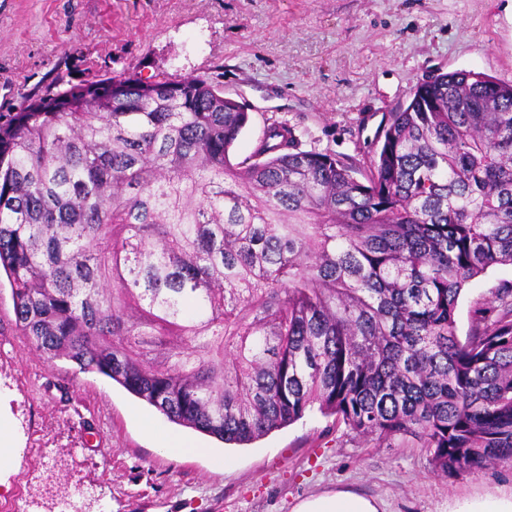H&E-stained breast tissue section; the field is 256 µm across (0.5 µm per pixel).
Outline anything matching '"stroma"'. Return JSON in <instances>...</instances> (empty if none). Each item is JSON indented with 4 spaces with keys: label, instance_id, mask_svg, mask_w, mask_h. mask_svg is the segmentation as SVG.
Returning <instances> with one entry per match:
<instances>
[{
    "label": "stroma",
    "instance_id": "35a3bbf8",
    "mask_svg": "<svg viewBox=\"0 0 512 512\" xmlns=\"http://www.w3.org/2000/svg\"><path fill=\"white\" fill-rule=\"evenodd\" d=\"M461 70L512 84V0H0V112L77 78L205 74L250 113L236 162L270 117L296 128L301 149L363 153L384 113ZM508 285L510 265L469 283L459 338ZM0 397L24 442L0 512L17 501L24 512H62L68 501L78 512H292L336 488L386 512H448L450 501L512 489V464L439 475L416 443L380 446L317 411L245 446L173 424L108 378L31 348L5 281ZM147 419L209 455L159 451ZM216 454L229 458L225 470Z\"/></svg>",
    "mask_w": 512,
    "mask_h": 512
}]
</instances>
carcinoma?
<instances>
[{"label":"carcinoma","mask_w":512,"mask_h":512,"mask_svg":"<svg viewBox=\"0 0 512 512\" xmlns=\"http://www.w3.org/2000/svg\"><path fill=\"white\" fill-rule=\"evenodd\" d=\"M105 78L0 113L15 323L168 420L248 445L318 410L435 471L512 462V84L441 73L361 157L299 148L205 75ZM512 285V266H498L473 279L463 291L456 311L457 333L464 341L477 316L474 310L492 300V293L502 286Z\"/></svg>","instance_id":"1"}]
</instances>
